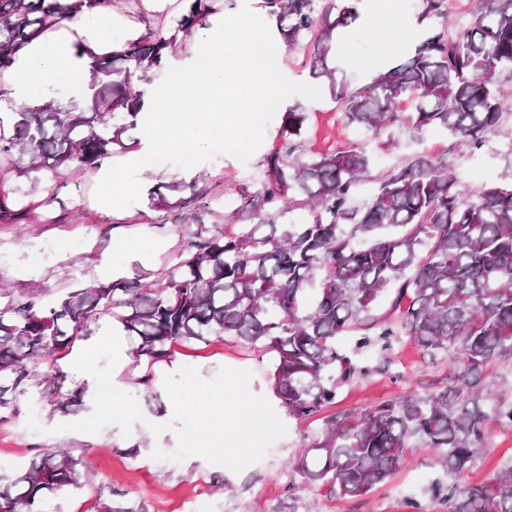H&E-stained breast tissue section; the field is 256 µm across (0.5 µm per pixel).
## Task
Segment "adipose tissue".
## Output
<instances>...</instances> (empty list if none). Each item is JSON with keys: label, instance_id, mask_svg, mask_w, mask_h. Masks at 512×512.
<instances>
[{"label": "adipose tissue", "instance_id": "adipose-tissue-1", "mask_svg": "<svg viewBox=\"0 0 512 512\" xmlns=\"http://www.w3.org/2000/svg\"><path fill=\"white\" fill-rule=\"evenodd\" d=\"M113 44L107 28H93L85 33L82 48L72 43H56L45 39L33 42L17 52L13 62L0 69V87L7 89L17 104L38 107L39 99L33 98V88L51 85L59 79H69L77 92H85L90 81L92 54L112 50ZM132 348L120 324L112 326V372L102 376L96 371L86 372L84 379L92 391H99L102 381H109L113 397L125 394L127 386L121 375L132 362Z\"/></svg>", "mask_w": 512, "mask_h": 512}]
</instances>
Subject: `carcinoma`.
<instances>
[{"label": "carcinoma", "instance_id": "obj_1", "mask_svg": "<svg viewBox=\"0 0 512 512\" xmlns=\"http://www.w3.org/2000/svg\"><path fill=\"white\" fill-rule=\"evenodd\" d=\"M173 33L149 32L119 50L91 55L89 94L70 106L55 101L37 110L13 108L0 115V160L28 146L29 169L60 178L71 164L96 171L103 162L136 145L124 135L138 129L145 101L142 84L165 67L179 34H189L216 12L214 0H179ZM279 37L293 49L310 32L347 28L356 8L336 0H270ZM446 0H423L422 24L444 15ZM112 0H0V47L17 49L67 28L80 15ZM335 52L324 46L311 56L309 76L336 72ZM512 69V0H493L474 21L450 36L431 27L408 57L371 84L328 85L343 105L349 125L384 117L414 134L443 128L474 148L482 147L508 115L491 76ZM410 98L413 111L400 115L397 100ZM307 114L290 106L283 113L282 146L264 161L261 182L238 192V208L253 223L235 233L211 230V197L191 192L174 201L157 186L150 204L172 224H196L197 252H179L150 293L126 298L129 284L118 279L93 290L76 289L49 305L3 293L0 303V411L15 409L27 361L55 362L89 337L104 317L123 325L142 343L138 361L153 365L184 341L209 343L237 336L273 355V386L288 415L304 420L336 400L337 391L371 373L358 352L400 333L426 350L448 351L451 371L442 387L410 398L348 412L325 422L324 438L299 456L289 470L288 490L318 482L340 497L356 499L400 467L409 442L433 449L453 476L435 488L446 512H512V466L477 485L461 474L484 445L487 422L512 426V396H495L491 410L479 406L484 374L512 356V188L470 191L450 173L448 162L416 156L377 178L372 200L350 205L359 173L370 160L363 148L306 157L302 131ZM0 182V224H26L30 205L15 201ZM313 206L312 220L290 222L297 207ZM429 261L418 264L422 251ZM398 284L397 297L410 303L365 333L351 352L336 349V337L366 325L378 294ZM82 458L39 449L26 468L5 474L11 496L31 512H51V503L77 486Z\"/></svg>", "mask_w": 512, "mask_h": 512}]
</instances>
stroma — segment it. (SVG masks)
I'll list each match as a JSON object with an SVG mask.
<instances>
[{
  "instance_id": "stroma-1",
  "label": "stroma",
  "mask_w": 512,
  "mask_h": 512,
  "mask_svg": "<svg viewBox=\"0 0 512 512\" xmlns=\"http://www.w3.org/2000/svg\"><path fill=\"white\" fill-rule=\"evenodd\" d=\"M127 2L117 0L112 10V40L120 46L147 32L169 29L170 19L178 10L177 0H139L138 6L132 8ZM421 2L395 0L396 22L390 33L367 34L369 48L365 51L350 49L345 30L328 32L330 44L341 57L339 69L350 87L364 85L370 68L388 72L407 52L417 32L407 28L406 23L417 18ZM289 102L300 105L307 114L303 130L306 153L323 152L338 140L367 151L370 168L358 183L355 206H362L369 199L376 176L398 167L414 153L448 161L455 178L467 189L490 185L512 187V176L507 173L512 157L499 150L502 141L512 139V116L505 117L498 132L490 135L477 151L454 140L442 129H431L416 137L397 127L387 137L375 135L372 128L364 125H346L338 104L326 95L317 101L293 96ZM242 163L228 155L220 167L210 160L189 169L156 165L141 170L139 178L146 191L160 184L179 187L192 184L213 197L222 192H235ZM101 177L98 171L63 170L64 185L59 196L69 216L61 223L40 218L27 224L0 225V252L10 256L9 262L0 265V286H8L13 295L47 302L71 290L101 282L99 267L102 259L107 258L116 277L125 279L132 287L148 288L163 270V256L187 247L193 240L194 226L164 223L163 210L151 207L148 198H140L123 209L102 206L95 197ZM147 228L159 238L160 244L149 251L147 261L140 262L121 250L119 244L137 239ZM78 357L74 351L54 364L39 359L29 363L28 368L35 376L26 393L19 397L16 414L0 420V467L5 470L16 469L18 462L28 460L40 448H65L73 455H84L87 467L79 472L78 487L62 494L55 502L59 512H80L85 501L98 504L109 499L118 506L138 502L145 512H173L174 501L200 474L208 482L222 484L221 489L209 492L214 512H288L294 505L300 512H407L404 500L408 497L419 499L423 512H445L442 502L432 498L427 488L434 482L448 481L449 475L435 452L420 444L407 449L404 464L361 497L359 506H352L349 500L321 485L289 489L287 464L302 449L322 440L323 419L289 417L273 391L269 354L238 337L227 336L208 346L194 342L175 344L170 359L151 368L143 362L129 364L123 376L146 421L135 424L127 436L115 424L95 434L70 430V423L91 412L93 402L88 399L83 406L70 405L64 396L53 394L44 376L57 367L66 376L65 388L81 383ZM363 362L372 366V373L340 388L335 404L326 408V416L362 410L403 398L413 391H423L448 372L446 352L425 350L406 336L390 349L364 354ZM179 366L197 368L207 379L222 367L251 371L250 392L269 401L283 420L286 434L261 460L238 473L209 464L198 456L179 462L155 459L142 463L143 454L157 448L171 452L177 447L174 430L156 436L146 422L162 408L165 375L174 373ZM149 370L153 371L155 380L148 387L141 378ZM32 412L36 413L42 432L28 429L27 417ZM510 466L512 426L495 425L490 430L487 446L468 464L463 477L479 483Z\"/></svg>"
}]
</instances>
